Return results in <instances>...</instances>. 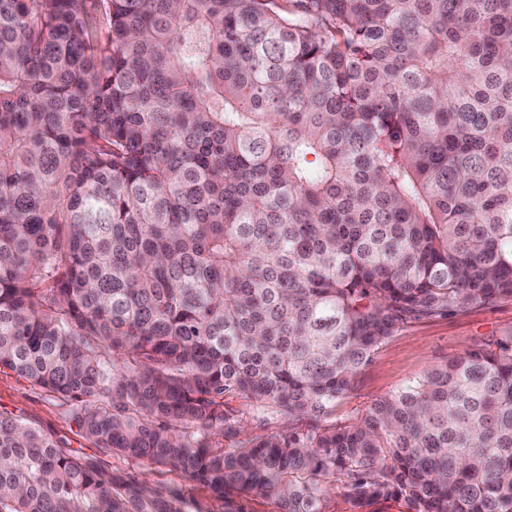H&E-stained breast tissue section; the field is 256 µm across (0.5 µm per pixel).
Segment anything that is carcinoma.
Returning a JSON list of instances; mask_svg holds the SVG:
<instances>
[{"label": "carcinoma", "instance_id": "1", "mask_svg": "<svg viewBox=\"0 0 512 512\" xmlns=\"http://www.w3.org/2000/svg\"><path fill=\"white\" fill-rule=\"evenodd\" d=\"M508 299L512 0H0V372L99 450L0 415V512H182L105 453L224 512H512V336L336 418ZM511 334L512 300L413 322L373 355L338 413L355 419L377 399L399 390L463 350L476 347L487 336ZM229 405L234 410L239 411L243 418L244 427L250 433L264 434L288 429V421L283 416H273L271 413L257 415L252 409L245 406L241 400L233 401ZM112 470L129 474L138 481H146L159 490L164 491L168 487H182L187 504L185 512H224V501L213 496L208 490L193 483L187 482L181 474L169 466L152 464L148 461H132L120 456L101 455Z\"/></svg>", "mask_w": 512, "mask_h": 512}]
</instances>
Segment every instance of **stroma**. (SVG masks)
Here are the masks:
<instances>
[{"mask_svg": "<svg viewBox=\"0 0 512 512\" xmlns=\"http://www.w3.org/2000/svg\"><path fill=\"white\" fill-rule=\"evenodd\" d=\"M512 334V300L485 308L465 309L448 316L425 318L399 330L361 370L353 392L338 412L354 419L377 399L389 395L412 379L463 350L476 347L489 336ZM0 414L32 425L67 448L93 453V445L55 398L38 387L0 372ZM112 470L135 477L157 489L182 487L185 512H224L222 500L208 490L186 482L167 466L108 456Z\"/></svg>", "mask_w": 512, "mask_h": 512, "instance_id": "1", "label": "stroma"}]
</instances>
